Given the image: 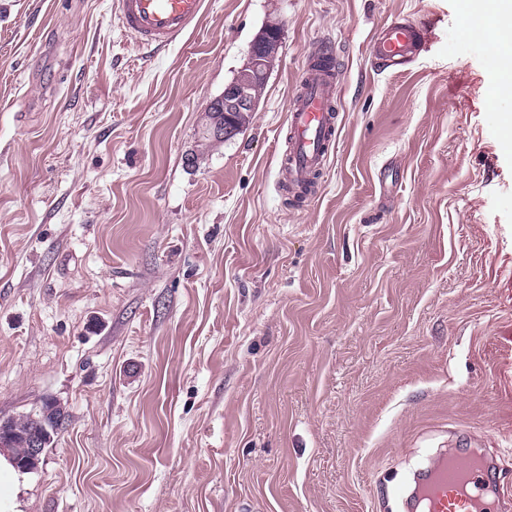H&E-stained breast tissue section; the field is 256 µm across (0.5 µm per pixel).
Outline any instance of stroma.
I'll list each match as a JSON object with an SVG mask.
<instances>
[{"mask_svg":"<svg viewBox=\"0 0 512 512\" xmlns=\"http://www.w3.org/2000/svg\"><path fill=\"white\" fill-rule=\"evenodd\" d=\"M113 2L0 0V418L66 412L20 512H398L456 443L512 488V100L464 0H204L154 54ZM397 18L426 47L375 71ZM272 21L258 111L201 150ZM320 40L339 121L294 206L288 103Z\"/></svg>","mask_w":512,"mask_h":512,"instance_id":"stroma-1","label":"stroma"}]
</instances>
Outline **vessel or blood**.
I'll return each mask as SVG.
<instances>
[{"label": "vessel or blood", "instance_id": "1", "mask_svg": "<svg viewBox=\"0 0 512 512\" xmlns=\"http://www.w3.org/2000/svg\"><path fill=\"white\" fill-rule=\"evenodd\" d=\"M126 31L145 49L158 51L183 38L197 23L203 0H115ZM425 45L422 28L400 18L376 30L370 39L375 67L404 71ZM307 56L306 75L289 101L288 154L282 177L292 188L312 185L324 168L338 115L331 112L340 81L338 67L328 66L333 47L318 42ZM414 488L404 499V512H495L511 495L489 496L492 477L481 457L470 451L440 457L413 476Z\"/></svg>", "mask_w": 512, "mask_h": 512}]
</instances>
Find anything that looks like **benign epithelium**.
<instances>
[{
  "mask_svg": "<svg viewBox=\"0 0 512 512\" xmlns=\"http://www.w3.org/2000/svg\"><path fill=\"white\" fill-rule=\"evenodd\" d=\"M270 27H264L251 41L246 62L240 68V77L224 87V122L207 124L206 137L227 142L242 130L238 115L258 110L263 91L279 60L277 47L269 44ZM51 411L45 414L41 426L26 436L23 447H16L18 420L0 419V453L9 456L13 463L35 465L41 462L45 448L63 422L59 412L62 407L54 400L48 401Z\"/></svg>",
  "mask_w": 512,
  "mask_h": 512,
  "instance_id": "obj_1",
  "label": "benign epithelium"
}]
</instances>
